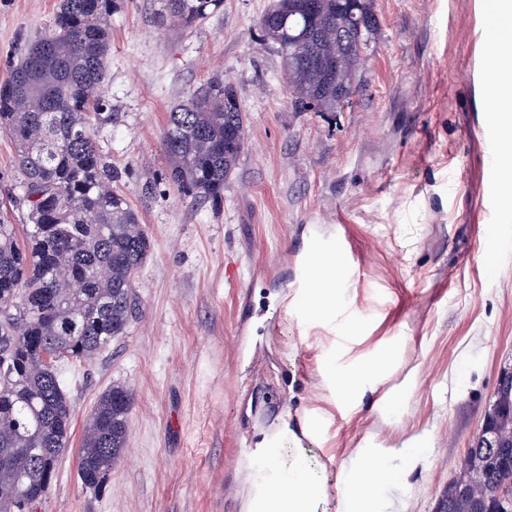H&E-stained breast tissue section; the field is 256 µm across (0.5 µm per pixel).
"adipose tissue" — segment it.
Segmentation results:
<instances>
[{
    "label": "adipose tissue",
    "mask_w": 512,
    "mask_h": 512,
    "mask_svg": "<svg viewBox=\"0 0 512 512\" xmlns=\"http://www.w3.org/2000/svg\"><path fill=\"white\" fill-rule=\"evenodd\" d=\"M481 10L480 55L485 85L480 108L486 116L508 125L512 123V0H481ZM308 278L311 286L304 298L308 313L314 317L331 314L339 300L340 260L333 256L313 260ZM389 374L388 357L372 358L338 376L336 393L347 401H361L367 379ZM259 451L267 464L254 475L248 512H319L325 506V485L303 457L284 456L265 441ZM350 456V491L342 500V512H383L381 492L401 485L399 473L374 437H365L351 449Z\"/></svg>",
    "instance_id": "obj_1"
}]
</instances>
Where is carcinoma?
<instances>
[{
  "mask_svg": "<svg viewBox=\"0 0 512 512\" xmlns=\"http://www.w3.org/2000/svg\"><path fill=\"white\" fill-rule=\"evenodd\" d=\"M158 25L189 28L223 0H162ZM273 0L259 19L283 59L292 102L334 112L353 93L378 18L375 0ZM117 0H61L48 28L27 43L0 83V129L16 148L21 194L0 195V512H35L70 446L71 404L62 367L92 362L128 334L140 313L136 275L151 252L138 212L117 187L95 130ZM245 146L232 85L213 76L169 112L161 136L167 181L204 200L224 195ZM26 209L20 243L10 211ZM133 394L114 384L86 419L77 475L85 487L121 462ZM498 448L468 450L481 466L448 484L440 512H497L485 495L509 484Z\"/></svg>",
  "mask_w": 512,
  "mask_h": 512,
  "instance_id": "carcinoma-1",
  "label": "carcinoma"
}]
</instances>
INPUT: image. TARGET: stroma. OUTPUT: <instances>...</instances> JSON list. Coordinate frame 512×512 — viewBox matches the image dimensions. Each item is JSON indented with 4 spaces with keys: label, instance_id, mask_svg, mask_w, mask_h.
<instances>
[{
    "label": "stroma",
    "instance_id": "1",
    "mask_svg": "<svg viewBox=\"0 0 512 512\" xmlns=\"http://www.w3.org/2000/svg\"><path fill=\"white\" fill-rule=\"evenodd\" d=\"M61 0H0V82ZM270 0H224L210 18L159 28L160 0H121L99 125L106 160L151 253L127 336L62 380L72 442L38 512H244L246 458L286 425L339 512L343 467L365 436L402 466L423 456L402 512H435L512 367V210L490 190L482 129L479 0H376L378 33L341 109L296 108L275 45L257 26ZM245 112V147L219 203L164 180L171 110L213 75ZM344 249L325 320L297 299L311 245ZM379 353L391 374L362 406L333 381ZM130 387L124 457L105 488L77 477L99 395Z\"/></svg>",
    "mask_w": 512,
    "mask_h": 512
}]
</instances>
